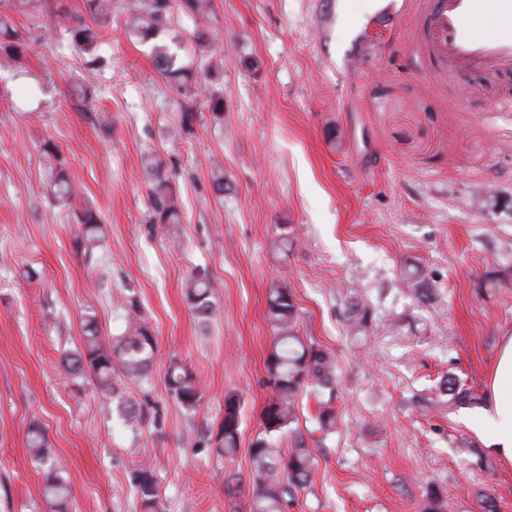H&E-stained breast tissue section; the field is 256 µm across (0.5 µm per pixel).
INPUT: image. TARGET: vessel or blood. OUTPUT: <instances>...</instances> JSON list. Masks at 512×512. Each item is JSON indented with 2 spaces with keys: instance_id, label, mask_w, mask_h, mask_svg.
Returning a JSON list of instances; mask_svg holds the SVG:
<instances>
[{
  "instance_id": "b4317fda",
  "label": "vessel or blood",
  "mask_w": 512,
  "mask_h": 512,
  "mask_svg": "<svg viewBox=\"0 0 512 512\" xmlns=\"http://www.w3.org/2000/svg\"><path fill=\"white\" fill-rule=\"evenodd\" d=\"M489 14L498 16V27L478 34ZM353 50L337 54L331 65L337 71L360 75L367 60L366 27L354 33ZM426 58L435 71L450 81L480 76L494 84L512 76V0H435L421 34Z\"/></svg>"
}]
</instances>
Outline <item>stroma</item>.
Instances as JSON below:
<instances>
[{"mask_svg": "<svg viewBox=\"0 0 512 512\" xmlns=\"http://www.w3.org/2000/svg\"><path fill=\"white\" fill-rule=\"evenodd\" d=\"M60 1L84 10L43 0L39 17L12 12L27 50L0 53V512H50L27 449L33 420L66 467L69 512H141L130 477L144 460L163 512H249L251 490L234 485L249 479L262 430L274 280L292 289L299 334L336 375L333 391L299 398L316 465L289 512H424L431 489L444 512H482L485 494L512 512V463L468 423L512 336V112L494 110L493 89L459 107L468 84L449 91L417 55L432 0H407L399 26L370 29L356 80L324 60L312 22L321 0H213L199 23L210 47L182 61L216 66L220 122L156 73L149 45L124 29L122 0L93 54L54 24ZM186 106L201 118L182 132ZM150 153L181 223L152 221ZM60 168L79 187L73 207L101 217L97 245L52 195ZM197 274L219 286L205 323L185 298ZM131 310L156 346L148 378L118 379L141 416L134 430L92 376L57 368L62 351L82 348L86 314L110 339ZM173 361L201 380L197 409L170 394ZM450 373L470 403L440 392ZM229 392L244 402L241 439L221 457L213 438ZM322 402L334 432L318 429Z\"/></svg>", "mask_w": 512, "mask_h": 512, "instance_id": "stroma-1", "label": "stroma"}]
</instances>
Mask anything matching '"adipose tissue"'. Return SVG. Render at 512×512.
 I'll use <instances>...</instances> for the list:
<instances>
[{
	"mask_svg": "<svg viewBox=\"0 0 512 512\" xmlns=\"http://www.w3.org/2000/svg\"><path fill=\"white\" fill-rule=\"evenodd\" d=\"M474 429L485 447L512 462V336L502 340Z\"/></svg>",
	"mask_w": 512,
	"mask_h": 512,
	"instance_id": "obj_1",
	"label": "adipose tissue"
}]
</instances>
